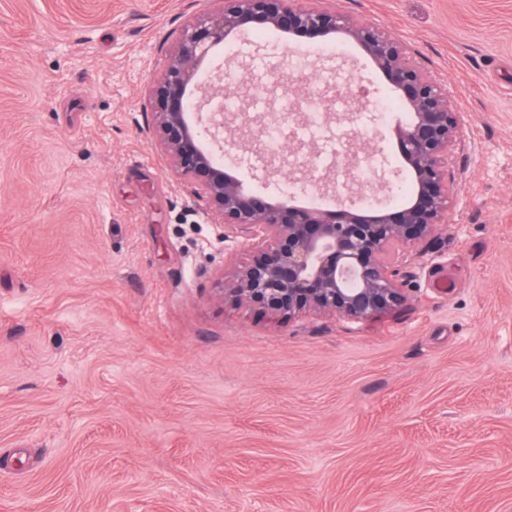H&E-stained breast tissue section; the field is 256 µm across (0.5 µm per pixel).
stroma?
Here are the masks:
<instances>
[{"mask_svg":"<svg viewBox=\"0 0 512 512\" xmlns=\"http://www.w3.org/2000/svg\"><path fill=\"white\" fill-rule=\"evenodd\" d=\"M461 104L458 195L409 301L278 324L215 297L246 248L159 151L165 50L214 0H0V512H512V0H314ZM277 32L215 49L268 68ZM312 80L390 97L355 46ZM402 112L354 113L398 186ZM230 172L274 195L236 136Z\"/></svg>","mask_w":512,"mask_h":512,"instance_id":"stroma-1","label":"stroma"}]
</instances>
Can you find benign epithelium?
Here are the masks:
<instances>
[{
	"instance_id": "obj_1",
	"label": "benign epithelium",
	"mask_w": 512,
	"mask_h": 512,
	"mask_svg": "<svg viewBox=\"0 0 512 512\" xmlns=\"http://www.w3.org/2000/svg\"><path fill=\"white\" fill-rule=\"evenodd\" d=\"M216 2L215 10L190 21L166 51L165 66L148 92L149 126L170 169L205 199L207 215L224 225V238L248 249L246 260L231 259L216 272L221 287L215 298L285 321L315 315L360 322L404 306L409 296L403 268L438 236L456 202L449 166L461 148L459 106L402 41L360 16L295 0ZM269 30L293 37L281 52L285 60L308 40L336 36L357 46L382 74L405 112L395 134L412 182L409 199L374 205L362 195L338 192L332 208L298 206L295 192L272 196L245 189L204 149L203 133L220 140L224 129L247 124L257 85L274 104L291 93L314 98L330 111L334 84L314 85L302 69L293 80L279 62L261 84L236 68L219 69L194 96L198 72L214 46L244 32ZM226 97L237 103L227 123L215 120L224 112ZM301 112V105L289 101L279 113L281 124L292 129ZM248 143L262 159L266 179L283 175L300 184L302 193L337 181L335 172L317 174L305 163L294 162L286 172L284 157L265 153L257 135H250ZM378 153L373 143L362 150L349 140L341 167L357 181L363 156L375 159Z\"/></svg>"
}]
</instances>
